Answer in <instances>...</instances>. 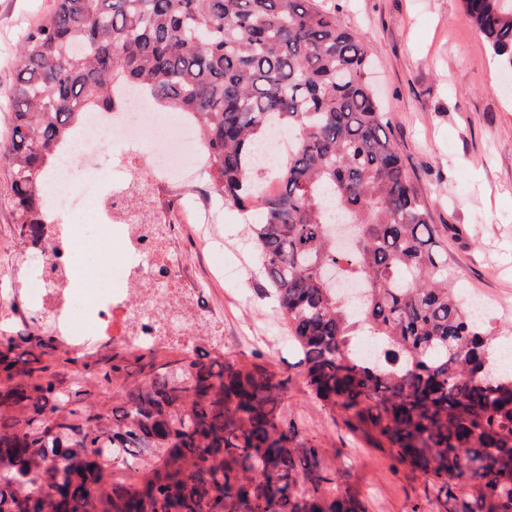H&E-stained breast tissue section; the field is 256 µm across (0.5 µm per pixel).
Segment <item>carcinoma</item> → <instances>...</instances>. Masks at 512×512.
Segmentation results:
<instances>
[{
    "label": "carcinoma",
    "instance_id": "1",
    "mask_svg": "<svg viewBox=\"0 0 512 512\" xmlns=\"http://www.w3.org/2000/svg\"><path fill=\"white\" fill-rule=\"evenodd\" d=\"M512 74V0H462ZM370 47L315 0H55L23 36L10 139L14 223L31 242L63 215L44 184L84 119L133 89L198 122L211 190L247 215L312 396L346 429L431 481L451 512H512V370L469 313L389 120ZM277 193L257 204L261 182ZM359 227L334 246L332 212ZM361 281L358 305L320 274ZM376 342L358 352L357 336ZM27 345L39 354L19 365ZM46 333L0 336V512H364L327 492L265 367L184 357L109 411L39 366ZM123 472L119 479L115 471Z\"/></svg>",
    "mask_w": 512,
    "mask_h": 512
}]
</instances>
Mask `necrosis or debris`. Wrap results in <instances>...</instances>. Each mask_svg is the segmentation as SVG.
I'll return each mask as SVG.
<instances>
[{"mask_svg":"<svg viewBox=\"0 0 512 512\" xmlns=\"http://www.w3.org/2000/svg\"><path fill=\"white\" fill-rule=\"evenodd\" d=\"M132 138L147 148L152 161L155 193L147 212L134 202L140 155L122 157L127 176L119 182L97 160L103 147ZM205 157L195 121L170 120L168 113L149 111L147 103L133 95L122 109L84 124L56 180L72 221L52 227L56 255L51 267L30 281L26 300H19L9 286L0 287V303L8 305L13 319L26 330L31 314L39 313L49 335L75 352L100 341H118L133 349L179 345L202 325L212 334H222L223 326L204 306L200 288L182 276L183 260L172 247L180 224L196 225L202 248L216 247L208 226L215 222L220 202L195 194L190 187ZM88 214L121 244V260L113 266L107 286L79 273L89 235L77 231L73 221ZM160 297L167 306L159 312L154 305Z\"/></svg>","mask_w":512,"mask_h":512,"instance_id":"1","label":"necrosis or debris"}]
</instances>
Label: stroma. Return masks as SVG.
Instances as JSON below:
<instances>
[{
  "instance_id": "obj_1",
  "label": "stroma",
  "mask_w": 512,
  "mask_h": 512,
  "mask_svg": "<svg viewBox=\"0 0 512 512\" xmlns=\"http://www.w3.org/2000/svg\"><path fill=\"white\" fill-rule=\"evenodd\" d=\"M336 12L372 49L370 81L434 224L448 225V259L465 292L501 304L493 312L500 333L512 329V92L500 90V67L485 38L464 12L462 0H318ZM53 0H0V142L10 124V90L24 33L49 14ZM223 255L194 245L183 230L185 270L207 291L221 317L220 336L199 331L192 350L208 361L231 358L262 364L288 387V406L303 438L323 448V463L337 491L359 499L365 512H446L448 505L424 476L352 438L334 414L310 395L288 322L259 270L243 215L233 207L219 216ZM37 249L21 241L13 221L7 171L0 166V273L16 275L26 289L37 269ZM238 259L232 284L212 279L221 256ZM178 347L153 352L103 345L78 363L45 355L61 388L82 369L113 364L120 370L108 390L91 388L87 403L112 408L123 389L143 383L162 364L181 358Z\"/></svg>"
}]
</instances>
